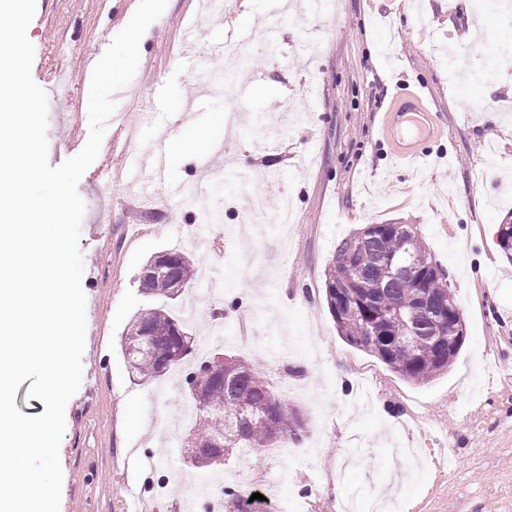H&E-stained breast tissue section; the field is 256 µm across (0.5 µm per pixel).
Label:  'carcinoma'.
Instances as JSON below:
<instances>
[{
	"mask_svg": "<svg viewBox=\"0 0 512 512\" xmlns=\"http://www.w3.org/2000/svg\"><path fill=\"white\" fill-rule=\"evenodd\" d=\"M357 235L344 239L336 248L325 273L324 287H332L344 280L352 269L360 273L355 292L365 302L366 309L345 315L335 323L338 335L350 346L366 351L405 380L425 384L448 372L457 353L448 352V344L437 343L448 323L437 318L431 308H423L421 296L433 300L442 294V279L436 276L421 280V266L417 258L432 261L421 235L414 230L402 236L385 234L366 236L356 250L350 244ZM144 293L167 296L166 282L138 277ZM174 316L160 305L136 315L123 342L140 334L147 327L166 330ZM181 335L170 336L168 341L183 344L184 350L174 360L179 363L193 351L195 337L184 323H178ZM127 361L141 378L161 375L157 361L147 352H125ZM209 361L195 364L186 374L187 393L198 386L210 399L211 407L203 410L195 400L190 403L196 410L192 436L201 443L209 441L213 432L226 427L228 412H219L244 398L265 418L241 422V439L235 448L241 452L258 454L268 448H280L286 442H298L304 425L296 409L280 397L270 385L259 366L236 358L224 359V383L217 384L209 375ZM253 491L246 486L224 489V495L235 505L233 512H258V502L250 501Z\"/></svg>",
	"mask_w": 512,
	"mask_h": 512,
	"instance_id": "obj_1",
	"label": "carcinoma"
}]
</instances>
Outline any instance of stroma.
<instances>
[{
    "mask_svg": "<svg viewBox=\"0 0 512 512\" xmlns=\"http://www.w3.org/2000/svg\"><path fill=\"white\" fill-rule=\"evenodd\" d=\"M169 0L140 46L99 154L77 191L86 296L82 382L65 407L59 512H177L191 421L185 366L134 378L123 353L133 317L154 305L138 275L180 250L209 269L167 306L196 338L191 362L233 356L264 368L301 409L304 459L284 448L229 455L223 485L263 477L297 512H340L352 493L387 487L390 512H512V261L496 231L512 213V0ZM139 0H36L31 75L48 98V160L89 136L93 65ZM197 55L176 51L186 27ZM224 41L211 55L209 39ZM212 71L219 95L194 76ZM420 87L444 159L395 165L379 130L397 81ZM318 83L321 94L308 96ZM483 99L498 114L470 110ZM163 124L144 127L150 101ZM209 130L229 163L210 179L173 134ZM167 137L169 179L209 183L198 200L166 186L140 197L126 176L137 144ZM211 221H204V214ZM416 226L463 313L465 341L448 372L416 385L338 335L324 299L337 244L367 224Z\"/></svg>",
    "mask_w": 512,
    "mask_h": 512,
    "instance_id": "stroma-1",
    "label": "stroma"
}]
</instances>
